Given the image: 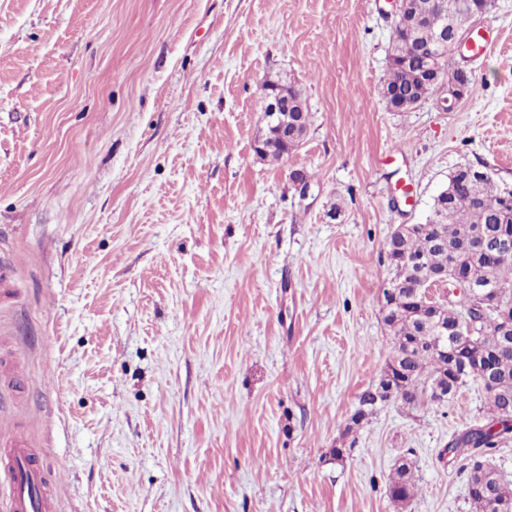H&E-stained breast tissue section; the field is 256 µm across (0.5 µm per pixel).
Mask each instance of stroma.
<instances>
[{
    "instance_id": "35a3bbf8",
    "label": "stroma",
    "mask_w": 512,
    "mask_h": 512,
    "mask_svg": "<svg viewBox=\"0 0 512 512\" xmlns=\"http://www.w3.org/2000/svg\"><path fill=\"white\" fill-rule=\"evenodd\" d=\"M390 10L0 0V436L63 483L55 512H470L446 448L478 382L346 426L391 346L390 234L459 166L512 188V0L476 18L487 54L450 111L387 109ZM275 75L310 124L270 164ZM388 490L394 501L405 503L418 496L419 485L414 475V462L404 456L388 478Z\"/></svg>"
}]
</instances>
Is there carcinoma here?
<instances>
[{"label": "carcinoma", "instance_id": "cac0c4a2", "mask_svg": "<svg viewBox=\"0 0 512 512\" xmlns=\"http://www.w3.org/2000/svg\"><path fill=\"white\" fill-rule=\"evenodd\" d=\"M486 9L473 0L469 8L455 6L445 14L439 0H410L418 24L392 28L382 95L419 105L456 84L459 61L452 50L435 48V41L462 33ZM270 94L280 95L288 129L306 135L310 115L293 83L277 80ZM263 137L255 152L267 162H280L296 147L276 128H266ZM445 191L446 198H435L426 223L395 230L386 242L384 285L393 289V298L382 312L392 346L377 383L359 396L352 421L358 426L397 402L437 412L469 381H479L487 402L484 421L455 433L447 451L467 472L471 512H512V482L493 461L496 448L512 440V330L503 332V325L512 324V189L492 180L476 187L461 173L450 176ZM414 259L420 264L408 267ZM445 268L450 274L460 268L471 283L492 290L479 300L440 304L442 319L431 324L414 288ZM487 355L494 369L485 379L478 366ZM388 490L401 503L418 496L411 458L396 464Z\"/></svg>", "mask_w": 512, "mask_h": 512}]
</instances>
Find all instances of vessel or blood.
Returning a JSON list of instances; mask_svg holds the SVG:
<instances>
[{
  "label": "vessel or blood",
  "mask_w": 512,
  "mask_h": 512,
  "mask_svg": "<svg viewBox=\"0 0 512 512\" xmlns=\"http://www.w3.org/2000/svg\"><path fill=\"white\" fill-rule=\"evenodd\" d=\"M10 489L7 512H53L63 487L48 484L23 434H13L0 452V485Z\"/></svg>",
  "instance_id": "obj_1"
}]
</instances>
